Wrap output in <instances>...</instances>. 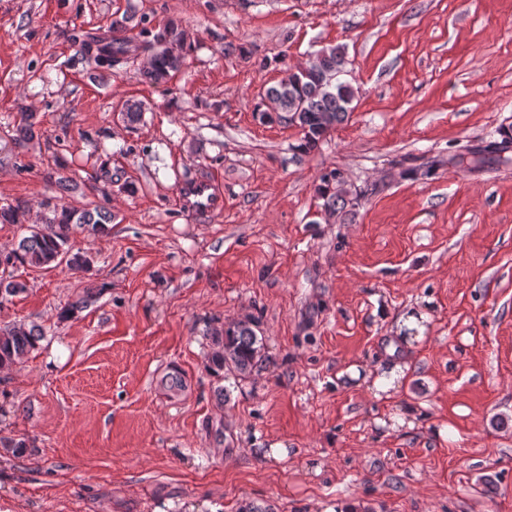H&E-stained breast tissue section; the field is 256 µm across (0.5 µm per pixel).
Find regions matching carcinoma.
<instances>
[{"instance_id": "carcinoma-1", "label": "carcinoma", "mask_w": 512, "mask_h": 512, "mask_svg": "<svg viewBox=\"0 0 512 512\" xmlns=\"http://www.w3.org/2000/svg\"><path fill=\"white\" fill-rule=\"evenodd\" d=\"M140 47L152 52L150 77L159 80L169 72L177 70L182 62L181 53L174 50L184 44L183 33L173 25L155 30L146 26L140 30ZM129 45L122 37H114L105 46L93 37L80 41L83 59L94 68L110 70L128 59ZM346 69L345 51L341 47H328L315 56L313 67L305 75L298 74L295 82L272 86L266 91V98L277 102L278 111L289 123L304 131L301 149L310 151L317 148L326 133L342 122L351 110L355 97L352 85L341 80ZM37 121L31 112L21 113L18 126L19 137L31 138L36 133ZM512 148V133L504 132L500 142H491L481 150L471 152L469 160L451 157L450 163L467 164L477 170L492 157ZM47 214L42 227L31 231L18 245L0 258L1 264L43 267L90 265L87 257L71 253L70 232L76 224H91L101 228L112 223V212L102 208L72 209L62 204L45 203ZM27 208L18 202L0 207V224H23ZM255 321H238L226 328H209L206 335L211 337L212 351L208 355L209 368L215 372H230L237 377H246L259 371L269 363L264 353L263 338L257 335ZM45 332L38 325H20L0 332V370L8 369L22 357L35 350L44 338Z\"/></svg>"}]
</instances>
